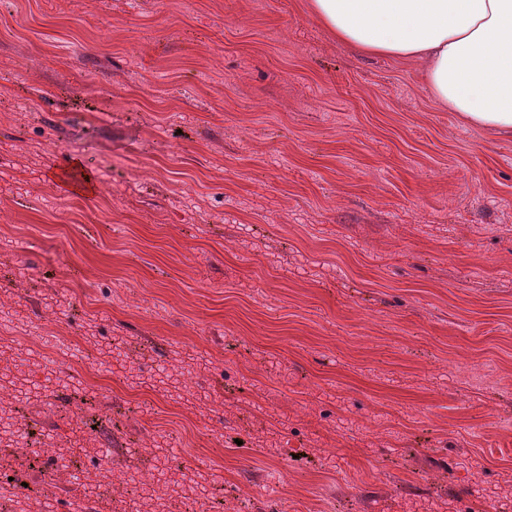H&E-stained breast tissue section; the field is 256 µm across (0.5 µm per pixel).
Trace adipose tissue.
Here are the masks:
<instances>
[{
	"instance_id": "adipose-tissue-1",
	"label": "adipose tissue",
	"mask_w": 512,
	"mask_h": 512,
	"mask_svg": "<svg viewBox=\"0 0 512 512\" xmlns=\"http://www.w3.org/2000/svg\"><path fill=\"white\" fill-rule=\"evenodd\" d=\"M364 56L414 58L434 100L469 126L512 136V0H310Z\"/></svg>"
}]
</instances>
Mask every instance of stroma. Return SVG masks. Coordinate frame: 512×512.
Returning <instances> with one entry per match:
<instances>
[{
    "label": "stroma",
    "mask_w": 512,
    "mask_h": 512,
    "mask_svg": "<svg viewBox=\"0 0 512 512\" xmlns=\"http://www.w3.org/2000/svg\"><path fill=\"white\" fill-rule=\"evenodd\" d=\"M63 151L92 199L47 179ZM0 214V355L74 381L19 404L33 440L74 404L146 474L165 437L212 512L512 492V137L309 0H0ZM24 481L71 486L34 455Z\"/></svg>",
    "instance_id": "1"
}]
</instances>
